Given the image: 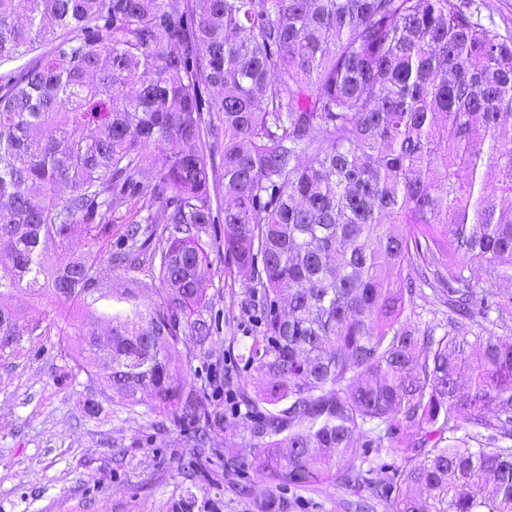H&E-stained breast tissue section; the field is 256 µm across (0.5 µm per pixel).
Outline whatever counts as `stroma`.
<instances>
[{
    "label": "stroma",
    "instance_id": "35a3bbf8",
    "mask_svg": "<svg viewBox=\"0 0 512 512\" xmlns=\"http://www.w3.org/2000/svg\"><path fill=\"white\" fill-rule=\"evenodd\" d=\"M200 239L213 278L197 312L212 334L187 338L182 352L210 415L207 446L196 447L194 424L103 397L104 378L75 369L76 337L34 336L22 353L0 349V512H345L344 487L293 489L259 470L225 471L252 444L255 410L237 386L259 384L240 350L263 330L264 296L230 274L223 225Z\"/></svg>",
    "mask_w": 512,
    "mask_h": 512
}]
</instances>
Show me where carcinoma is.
I'll list each match as a JSON object with an SVG mask.
<instances>
[{
  "label": "carcinoma",
  "mask_w": 512,
  "mask_h": 512,
  "mask_svg": "<svg viewBox=\"0 0 512 512\" xmlns=\"http://www.w3.org/2000/svg\"><path fill=\"white\" fill-rule=\"evenodd\" d=\"M2 66L1 348L55 323L14 303L46 292L79 307L90 379L91 325L112 326L105 397L208 419L179 344L210 334L198 234L217 209L265 296L263 384L241 392L264 413L226 469L374 487L360 448L386 447L385 512H512V336L485 326L512 321V38L464 0H0ZM104 261L148 264L160 300L104 284ZM426 288L439 336L411 322Z\"/></svg>",
  "instance_id": "carcinoma-1"
}]
</instances>
